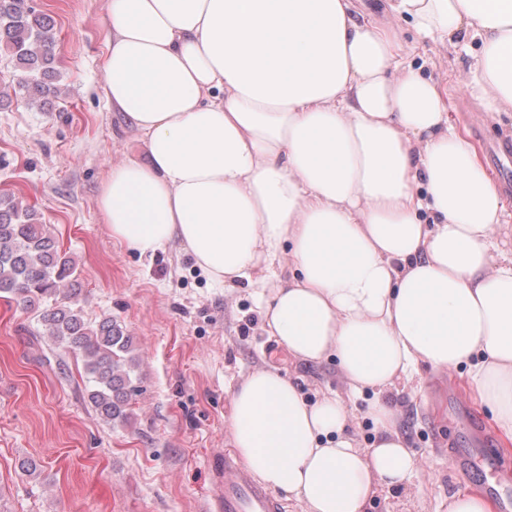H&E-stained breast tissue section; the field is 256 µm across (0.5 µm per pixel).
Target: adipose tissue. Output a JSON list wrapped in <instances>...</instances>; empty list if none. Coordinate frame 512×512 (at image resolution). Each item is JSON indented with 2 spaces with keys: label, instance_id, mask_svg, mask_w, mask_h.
Returning <instances> with one entry per match:
<instances>
[{
  "label": "adipose tissue",
  "instance_id": "adipose-tissue-1",
  "mask_svg": "<svg viewBox=\"0 0 512 512\" xmlns=\"http://www.w3.org/2000/svg\"><path fill=\"white\" fill-rule=\"evenodd\" d=\"M420 34L482 43L470 88L512 110V0H385ZM358 0H110L105 92L144 160L115 166L97 206L140 254L179 244L215 286L253 289L265 336L335 360L369 395L370 448L351 414L309 402L279 369L233 389L232 445L305 512H366L423 462L388 394L421 368H466L512 440L507 207L438 85L406 66Z\"/></svg>",
  "mask_w": 512,
  "mask_h": 512
}]
</instances>
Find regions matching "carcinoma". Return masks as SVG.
Wrapping results in <instances>:
<instances>
[{"label": "carcinoma", "mask_w": 512, "mask_h": 512, "mask_svg": "<svg viewBox=\"0 0 512 512\" xmlns=\"http://www.w3.org/2000/svg\"><path fill=\"white\" fill-rule=\"evenodd\" d=\"M56 42L54 22L35 0H0V50L9 52L19 72L14 94L40 109L59 94ZM77 269L35 207L0 194V295L37 314L45 335L81 355L95 386L89 402L105 422L124 423L137 393L130 376L138 363L133 336L117 319L84 320L76 308Z\"/></svg>", "instance_id": "obj_1"}]
</instances>
